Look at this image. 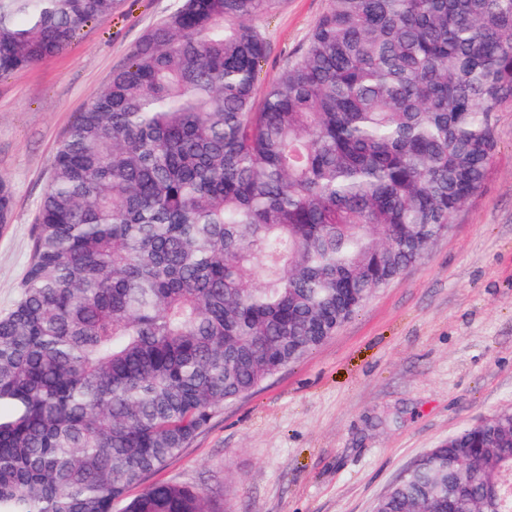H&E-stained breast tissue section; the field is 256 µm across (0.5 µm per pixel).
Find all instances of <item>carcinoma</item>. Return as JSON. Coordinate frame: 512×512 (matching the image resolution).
I'll return each instance as SVG.
<instances>
[{"instance_id":"obj_1","label":"carcinoma","mask_w":512,"mask_h":512,"mask_svg":"<svg viewBox=\"0 0 512 512\" xmlns=\"http://www.w3.org/2000/svg\"><path fill=\"white\" fill-rule=\"evenodd\" d=\"M280 0H180L57 148L0 316V512H210L128 491L224 405L358 315L484 182L512 99V0H328L258 93ZM117 0H0V78ZM13 193L0 179V227ZM379 512H512V412Z\"/></svg>"}]
</instances>
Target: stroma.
I'll use <instances>...</instances> for the list:
<instances>
[{"label":"stroma","instance_id":"35a3bbf8","mask_svg":"<svg viewBox=\"0 0 512 512\" xmlns=\"http://www.w3.org/2000/svg\"><path fill=\"white\" fill-rule=\"evenodd\" d=\"M179 0H119L68 49L0 78V315L18 298L53 155L90 99ZM328 0H283L260 18L267 86ZM478 193L403 276L299 364L224 406L148 483L195 485L211 512H374L421 456L512 408V99Z\"/></svg>","mask_w":512,"mask_h":512}]
</instances>
